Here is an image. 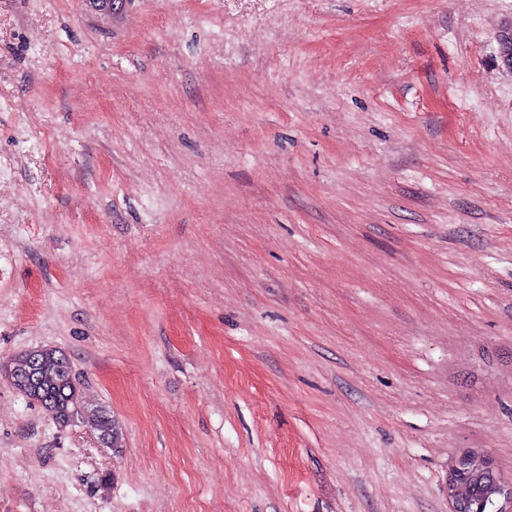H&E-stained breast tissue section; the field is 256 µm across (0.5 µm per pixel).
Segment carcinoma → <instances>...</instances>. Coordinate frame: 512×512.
Here are the masks:
<instances>
[{"mask_svg": "<svg viewBox=\"0 0 512 512\" xmlns=\"http://www.w3.org/2000/svg\"><path fill=\"white\" fill-rule=\"evenodd\" d=\"M38 362L37 385L30 386L19 373L28 368L30 362ZM7 366L11 373L5 374L18 393L37 403L59 430L87 418L94 426L97 438L103 447L116 451L121 447L123 431L112 412L103 407L88 406L82 395V382L75 373L68 357L56 347L38 346L21 351L9 358ZM500 472L470 467L461 471L458 489L466 501L478 506L486 496Z\"/></svg>", "mask_w": 512, "mask_h": 512, "instance_id": "obj_1", "label": "carcinoma"}]
</instances>
